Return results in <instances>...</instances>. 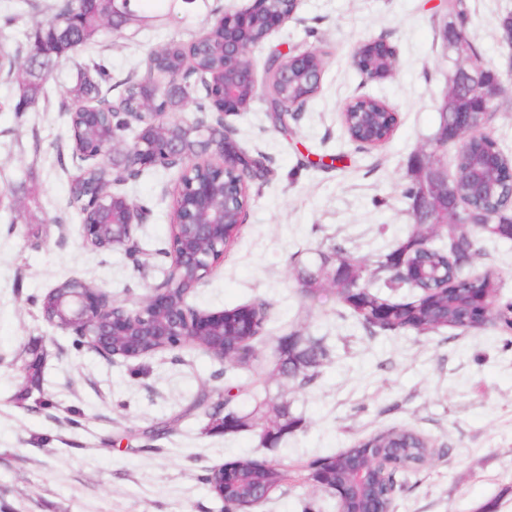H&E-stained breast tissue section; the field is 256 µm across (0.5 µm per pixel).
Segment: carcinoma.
<instances>
[{
	"mask_svg": "<svg viewBox=\"0 0 512 512\" xmlns=\"http://www.w3.org/2000/svg\"><path fill=\"white\" fill-rule=\"evenodd\" d=\"M179 0H53L48 13L37 22L31 39H39L44 44V53L35 58L30 55L19 57L0 43V57L3 58V72L16 84L15 104L40 100L46 97V85L59 60L79 47L96 45L103 47L104 38L112 33V23L124 26L134 18H154L169 15L175 11ZM188 65L189 75L195 77V86L204 93L206 101H211L210 89L224 78L222 48L207 42L190 39L183 43H171L149 53L143 77H151L159 70L176 71ZM108 76V66L103 54L90 57L76 69L67 89L70 133L81 132L84 139L103 141L112 138V107L109 93L111 88H103ZM163 93L170 106H178L190 97L189 86L178 83L166 86ZM343 121L349 133L364 140H377L389 128L390 117L379 113L378 121L372 128L361 123L360 114L353 110L343 114ZM490 137L473 138L461 144L457 150V164L452 181L449 182L448 199L479 204L499 213L501 223L488 224L483 233L490 238L512 240V191L494 189L484 196L471 193L469 173L475 161L489 151ZM86 182L106 184L110 181L108 162L91 172L79 169L76 179ZM441 245L430 247L424 252L414 246V236H409L396 247L405 254V260L414 266L426 268L430 277L421 282H407L405 286L415 288L418 294L411 299L392 301L382 289H393L395 285L387 281L380 288L361 279L364 263L354 256L339 253L331 257L320 256L321 264L316 270H304L298 275L301 293L314 298L330 280L341 281L349 277L361 280L360 287L365 293L354 298L337 291L336 302L350 311L365 329L376 332L425 333L427 330L449 328L465 331V321L471 319V311L483 304V298L498 297L501 288L499 275L487 270L468 284L460 281L463 274L459 266L464 237L462 229L450 224L442 229ZM249 318L256 319L255 329L242 333L237 330L224 332L227 343L245 339L256 342L266 319L265 303L254 301L242 304ZM331 351L323 339L311 336H290L288 344L276 356L271 375L279 378L290 375L302 383L311 382L317 369L329 359ZM217 402L209 391L200 392L185 413L200 411L208 419L209 430H224V412L216 410ZM265 432L269 443L277 444L282 431L296 427L300 418L289 409L288 400L280 399L266 413L253 410L239 415L235 430L240 431L255 424ZM429 440L419 432L409 428H391L361 440L340 453L321 456L309 463L298 466V471L313 470L320 466L344 479L350 459L380 458L390 462V469L384 477L393 485L398 477L424 464V449ZM289 472L283 467L256 470L251 461H239V474L234 483L235 493L252 496L265 488H278L288 479Z\"/></svg>",
	"mask_w": 512,
	"mask_h": 512,
	"instance_id": "1",
	"label": "carcinoma"
}]
</instances>
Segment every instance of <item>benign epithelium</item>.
Segmentation results:
<instances>
[{
    "instance_id": "benign-epithelium-1",
    "label": "benign epithelium",
    "mask_w": 512,
    "mask_h": 512,
    "mask_svg": "<svg viewBox=\"0 0 512 512\" xmlns=\"http://www.w3.org/2000/svg\"><path fill=\"white\" fill-rule=\"evenodd\" d=\"M286 10L274 7L275 0H251L242 10L226 11L217 23L221 34L224 55V84L219 92L220 103L216 124L203 121L157 120L166 111V103L158 96L160 82L144 81L142 107L139 112L124 113L125 119L112 125V142L95 144L89 150L75 143V151L85 162L98 165L104 158H112V183H119L131 173L148 168L198 166L209 171L205 177L178 183L174 208L178 213V230L171 239V268L188 271L192 286H197L210 272L216 256L224 253V225L243 224L246 218L247 185L252 181L257 157H247L233 139L232 129L225 118L239 115L247 103L258 94V80L250 53L263 44L296 13L299 0H291ZM507 46L508 68L502 72L484 68L473 62L467 49L468 38L464 20L456 28L457 68L465 79L458 86H449L447 97L441 106L442 126L437 143L441 147L456 145L467 139L477 129L486 126L492 114L501 106L504 85L512 86V38H502ZM394 55L391 47L380 40L362 43L355 50L352 60L366 78L371 80L387 77L391 70L378 65ZM279 79L291 86L300 80L321 85L322 70L318 69L317 52L278 55ZM454 107L460 115L456 126L458 133L448 135V107ZM481 124H476V117ZM137 125V146L126 145L122 132ZM214 154L220 163H200V154ZM497 161L484 159L473 165L472 188L476 192L492 189L485 168ZM421 192L413 208L426 213L427 224H465L481 228L494 221L493 213L459 211L448 207V173L431 159L420 165ZM94 212L95 220L83 222L84 239L100 249L115 246L134 247V231L140 220L139 208L126 196L112 190L89 194L85 203ZM65 293L58 296L56 306L44 320L55 328L71 331L87 339L88 344L109 359L116 357L113 342L124 341L123 358L133 359L144 355V349L161 343L172 347L177 340L193 337L209 338L218 348L209 353L228 363L243 361L245 347L238 344L224 347V311H198L187 303L189 292L181 295L171 287L152 289L145 300L131 307L112 301L103 289L79 279H69L63 285ZM499 319L498 306L488 302L480 314L469 321L472 327L495 325ZM354 472L350 485L357 492H369L376 482L377 462L351 461Z\"/></svg>"
}]
</instances>
